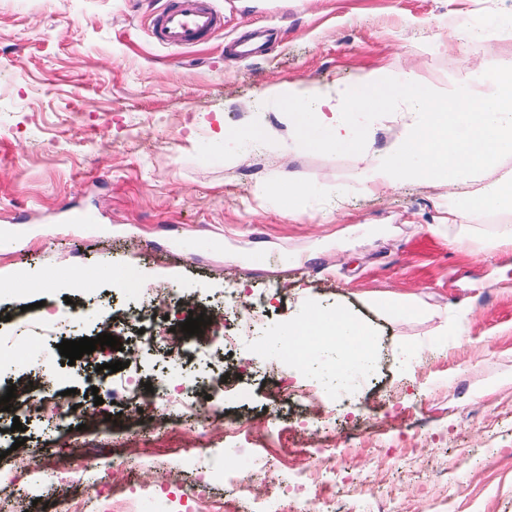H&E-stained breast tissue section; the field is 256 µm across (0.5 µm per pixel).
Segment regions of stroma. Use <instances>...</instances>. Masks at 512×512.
I'll return each instance as SVG.
<instances>
[{
    "instance_id": "stroma-1",
    "label": "stroma",
    "mask_w": 512,
    "mask_h": 512,
    "mask_svg": "<svg viewBox=\"0 0 512 512\" xmlns=\"http://www.w3.org/2000/svg\"><path fill=\"white\" fill-rule=\"evenodd\" d=\"M170 0H0V331L21 337L41 312L62 338L96 337L145 291L168 288L199 311L264 298L267 312L238 345L213 334L192 358L183 397L204 398L200 372L225 370L208 440L184 423L145 438L151 408L116 398L101 406L111 432L89 447L134 449L119 470L75 465L94 490L87 512H107L112 489L184 479L181 499H143L137 512H193L198 480L214 497L231 479L255 475L278 512H317L337 499L347 512H512V250L495 243L490 219L448 223V190L430 183L365 193L356 157L333 148L289 149L288 109L268 87L301 84L335 92L375 72L391 83L414 73L432 92L449 84L474 95L512 61V37L471 45L459 26L512 24V0H210L223 18L201 46L158 43L151 20ZM270 46L232 57L225 44L252 29ZM411 116L404 101L366 114V145L384 152ZM267 127L256 141L248 128ZM291 173L305 191L297 212L266 185ZM77 210L94 224H73ZM99 271L81 289L79 269ZM136 269L145 288H120ZM41 275L19 288L20 272ZM412 296L426 318L386 316L371 298ZM343 306L375 334L369 360L311 350L306 370L288 365L279 340L307 306ZM458 326L455 336L442 323ZM120 349L64 364L48 346L41 394L71 389L84 399L109 379L107 363L129 362L142 385L165 376L163 345L143 349L137 327L116 329ZM313 389L314 407L283 397ZM0 416V454L63 451L65 429ZM328 446L325 471L308 465ZM306 475L309 493L291 485ZM24 474L0 457L8 512H47Z\"/></svg>"
}]
</instances>
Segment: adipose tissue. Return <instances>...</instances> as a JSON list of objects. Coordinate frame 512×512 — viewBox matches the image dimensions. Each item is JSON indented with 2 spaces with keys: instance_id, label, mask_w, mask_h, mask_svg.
<instances>
[{
  "instance_id": "1",
  "label": "adipose tissue",
  "mask_w": 512,
  "mask_h": 512,
  "mask_svg": "<svg viewBox=\"0 0 512 512\" xmlns=\"http://www.w3.org/2000/svg\"><path fill=\"white\" fill-rule=\"evenodd\" d=\"M486 97L474 98L463 86L449 87L443 94L419 88L413 77L393 86L382 76L371 74L353 86L337 89L322 107L305 106L304 89L270 88V95L288 105L294 143L312 150L323 147L354 153L360 164L373 168L367 191L394 189L417 181L454 186L481 179L501 160L512 158V63L489 78ZM410 97L416 122L407 126L402 138L384 153L373 154L357 132V113L377 112L386 107L396 90ZM353 111H343V103ZM322 128L324 137L313 136ZM512 211V172L498 178L490 188L467 198L464 206L449 211V223L465 215ZM374 333L362 320L343 308L324 313L309 307L288 324V359L305 356L310 347L332 348L337 353L352 351L367 357Z\"/></svg>"
}]
</instances>
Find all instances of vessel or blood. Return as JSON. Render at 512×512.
<instances>
[{"mask_svg":"<svg viewBox=\"0 0 512 512\" xmlns=\"http://www.w3.org/2000/svg\"><path fill=\"white\" fill-rule=\"evenodd\" d=\"M221 25L220 15L205 0H175L172 7L152 19L157 42L173 47L199 45L203 37Z\"/></svg>","mask_w":512,"mask_h":512,"instance_id":"obj_1","label":"vessel or blood"}]
</instances>
